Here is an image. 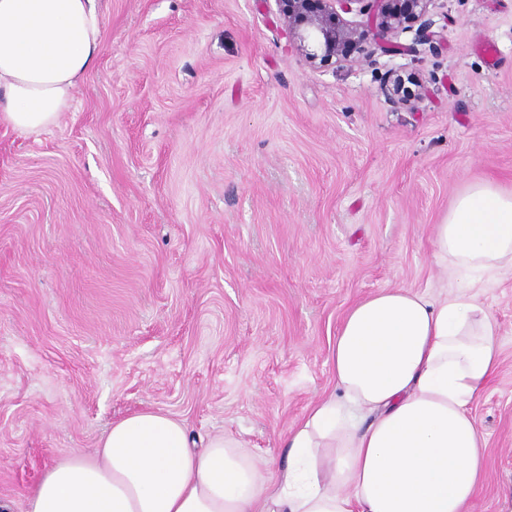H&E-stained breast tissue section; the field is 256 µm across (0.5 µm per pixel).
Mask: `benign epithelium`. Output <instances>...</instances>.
Here are the masks:
<instances>
[{
    "mask_svg": "<svg viewBox=\"0 0 512 512\" xmlns=\"http://www.w3.org/2000/svg\"><path fill=\"white\" fill-rule=\"evenodd\" d=\"M284 6L288 35L310 61L328 64L349 61L358 42L370 31L385 39L383 52L405 54L428 46L432 51L443 47L436 22L428 15L431 0H279ZM356 14L363 21L343 18ZM414 30L412 43L399 42L401 34ZM383 83L391 84L392 94L405 98L413 94L405 79L395 70H388Z\"/></svg>",
    "mask_w": 512,
    "mask_h": 512,
    "instance_id": "benign-epithelium-1",
    "label": "benign epithelium"
}]
</instances>
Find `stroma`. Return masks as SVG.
<instances>
[{
  "instance_id": "35a3bbf8",
  "label": "stroma",
  "mask_w": 512,
  "mask_h": 512,
  "mask_svg": "<svg viewBox=\"0 0 512 512\" xmlns=\"http://www.w3.org/2000/svg\"><path fill=\"white\" fill-rule=\"evenodd\" d=\"M102 48L58 124L0 123V496L160 409L257 460L335 386L357 301L457 283L434 226L468 185L512 190V0H431L442 51L366 36L323 66L277 0H100ZM421 98L390 101L387 69ZM479 293L501 364L473 404L512 512V274Z\"/></svg>"
}]
</instances>
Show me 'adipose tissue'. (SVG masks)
<instances>
[{
  "instance_id": "adipose-tissue-1",
  "label": "adipose tissue",
  "mask_w": 512,
  "mask_h": 512,
  "mask_svg": "<svg viewBox=\"0 0 512 512\" xmlns=\"http://www.w3.org/2000/svg\"><path fill=\"white\" fill-rule=\"evenodd\" d=\"M100 48L98 0H0V122L56 125ZM434 248L475 281L512 271V192L471 184ZM499 363L495 321L469 287L439 300L384 289L346 313L337 391L288 433L269 477L234 438L193 451L185 420L146 408L113 421L94 455L49 467L25 512H471L485 463L470 406Z\"/></svg>"
}]
</instances>
